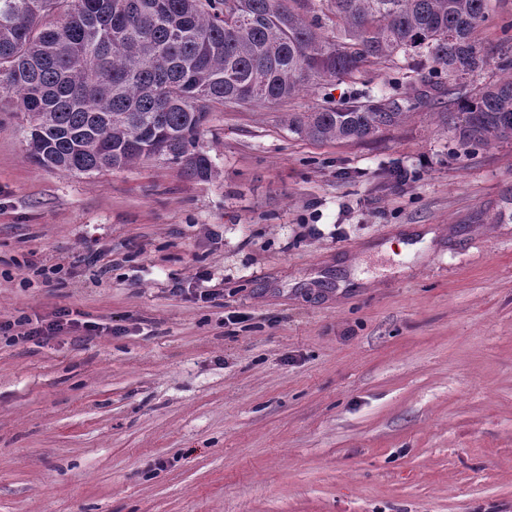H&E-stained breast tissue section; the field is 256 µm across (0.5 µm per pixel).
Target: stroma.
Segmentation results:
<instances>
[{
	"mask_svg": "<svg viewBox=\"0 0 512 512\" xmlns=\"http://www.w3.org/2000/svg\"><path fill=\"white\" fill-rule=\"evenodd\" d=\"M477 39L472 89L512 0ZM392 76L214 110L207 181L39 167L0 100V320L95 326L0 335V512H512V137L461 146L425 72L374 140L288 129ZM70 313L67 311L59 312L57 319L53 320L51 322H48L46 324H42L41 326H35L26 329L22 333L16 334V336H20L24 339L33 340V339H43L48 338L49 336H52L56 333H59L61 330L64 329V326L69 325V327H74L79 329L80 328V322L77 319L69 318ZM82 325V328H84L86 331H91L92 325H89L88 322H84ZM22 335V336H21Z\"/></svg>",
	"mask_w": 512,
	"mask_h": 512,
	"instance_id": "obj_1",
	"label": "stroma"
}]
</instances>
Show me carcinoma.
<instances>
[{
	"label": "carcinoma",
	"mask_w": 512,
	"mask_h": 512,
	"mask_svg": "<svg viewBox=\"0 0 512 512\" xmlns=\"http://www.w3.org/2000/svg\"><path fill=\"white\" fill-rule=\"evenodd\" d=\"M490 0H0V98L30 119L28 151L70 172L164 156L212 177L199 139L212 108L276 103L315 78L366 66L398 75L432 64L464 80L488 59L474 34ZM59 15L62 20L54 19ZM468 94L454 130L466 147L512 135V59ZM401 113L344 104L303 112L290 130L361 142Z\"/></svg>",
	"instance_id": "obj_1"
}]
</instances>
